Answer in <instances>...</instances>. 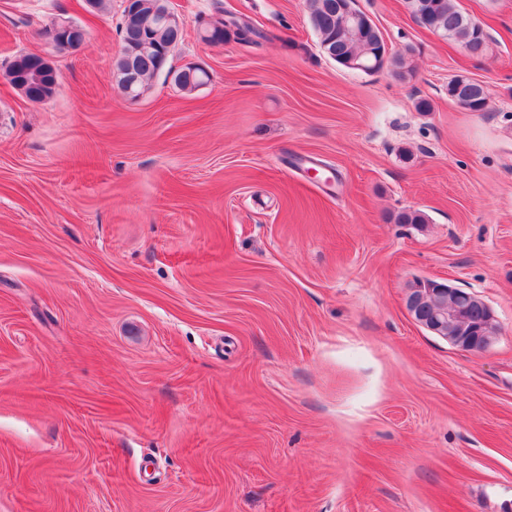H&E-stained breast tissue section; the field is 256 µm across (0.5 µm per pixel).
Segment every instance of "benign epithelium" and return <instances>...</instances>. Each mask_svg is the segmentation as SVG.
<instances>
[{
    "instance_id": "obj_1",
    "label": "benign epithelium",
    "mask_w": 512,
    "mask_h": 512,
    "mask_svg": "<svg viewBox=\"0 0 512 512\" xmlns=\"http://www.w3.org/2000/svg\"><path fill=\"white\" fill-rule=\"evenodd\" d=\"M332 5L336 6L340 23L350 33L359 36L374 27L373 20L353 9L349 0H334ZM153 24L171 30L173 38L164 45L147 39L139 50L155 53L158 66L162 68L179 45L183 22L166 0L153 12ZM49 36L56 49L75 52L84 44L86 31L66 18H57L49 28ZM120 57L122 65L113 67V75L121 95L128 100H137L142 94L138 90L139 76L131 65L133 53L125 50ZM52 70H57V67L51 57L34 55L28 66L17 74L15 89L28 101H35L41 78ZM405 307L414 323L462 351L483 352L491 347L500 334L493 310L474 294L447 281L428 278L414 281L408 286Z\"/></svg>"
}]
</instances>
